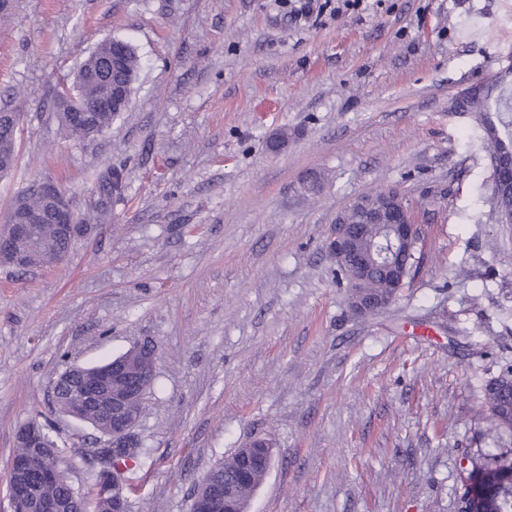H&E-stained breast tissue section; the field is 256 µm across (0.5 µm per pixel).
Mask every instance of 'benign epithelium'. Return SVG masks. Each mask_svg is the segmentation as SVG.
Masks as SVG:
<instances>
[{
  "label": "benign epithelium",
  "mask_w": 512,
  "mask_h": 512,
  "mask_svg": "<svg viewBox=\"0 0 512 512\" xmlns=\"http://www.w3.org/2000/svg\"><path fill=\"white\" fill-rule=\"evenodd\" d=\"M56 97L64 107L69 124L80 137L85 136L91 128L94 113L112 110V98H102L94 107L88 108L77 102L73 89L69 87L57 91ZM31 192L40 197L41 207L29 209L17 203L0 222V242L7 240L12 244L10 260L12 265L19 268L27 267L31 255L38 251L34 239L39 225L51 224L57 235L72 239L88 230L86 225L76 223L74 211L57 185L41 183ZM385 229L392 242L419 237L416 214L405 203L400 209L389 213ZM327 249L335 260L347 261L356 273L366 272L367 262L356 252L355 239L349 225L334 223L327 240ZM349 302L355 311L363 314L387 307L384 302L352 294L349 295ZM133 351L140 353L136 362L129 363L125 357L119 356L97 366L92 375L85 367L70 364L65 371L56 375L51 385V403L55 407L59 398L60 378H65L68 383L64 416L84 421L89 420L92 413H106L109 416L107 431L102 433L94 449V457L102 462L97 475L106 483L102 497L112 499V512H129V501L126 483L111 476L108 461L141 448L142 441L136 432V425L143 412L145 392L156 376L155 345L141 343ZM15 443L16 447L25 449V452L13 455L8 466L10 512H33V505L39 495L36 482L50 481L48 475L40 476L36 482L30 479L33 463L51 446L52 439L38 423L28 422L17 431ZM228 500H236L232 486L221 487L206 483L202 492L193 494L190 512H222ZM482 504L480 493L468 488L460 512H483Z\"/></svg>",
  "instance_id": "7a95c632"
}]
</instances>
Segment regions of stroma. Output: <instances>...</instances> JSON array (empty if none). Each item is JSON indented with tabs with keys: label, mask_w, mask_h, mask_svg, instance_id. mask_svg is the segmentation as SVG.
<instances>
[{
	"label": "stroma",
	"mask_w": 512,
	"mask_h": 512,
	"mask_svg": "<svg viewBox=\"0 0 512 512\" xmlns=\"http://www.w3.org/2000/svg\"><path fill=\"white\" fill-rule=\"evenodd\" d=\"M301 2L15 0L0 21V109L22 115L0 217L50 181L89 227L57 266L0 265V512L32 419L90 487L96 433L54 413L51 379L144 340L156 378L129 512H189L256 437L274 460L249 512H458L462 466L512 449L485 402L512 366V224L477 113L454 109L495 73L512 82V0ZM112 38L141 59L130 106L65 136L55 90ZM392 187L420 264L362 316L327 238Z\"/></svg>",
	"instance_id": "obj_1"
}]
</instances>
